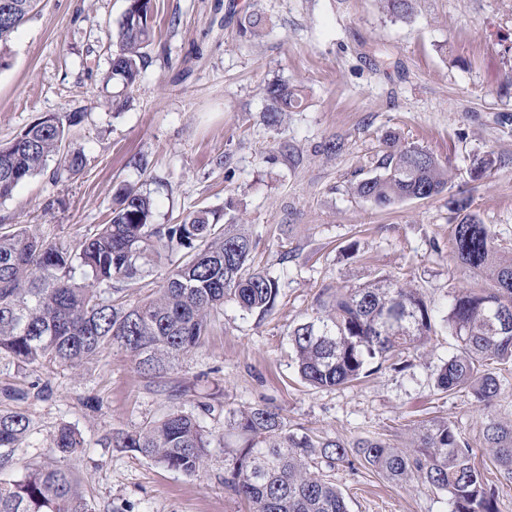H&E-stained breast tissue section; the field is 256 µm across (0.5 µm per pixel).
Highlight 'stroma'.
Listing matches in <instances>:
<instances>
[{
  "instance_id": "obj_1",
  "label": "stroma",
  "mask_w": 512,
  "mask_h": 512,
  "mask_svg": "<svg viewBox=\"0 0 512 512\" xmlns=\"http://www.w3.org/2000/svg\"><path fill=\"white\" fill-rule=\"evenodd\" d=\"M125 7L41 0L1 57L0 143L41 115L81 112L68 143L87 165L73 177L48 169L28 179L0 202V224L74 248L108 222L116 187L131 184L150 194L155 223L205 208L244 224L253 266L279 280L277 305L260 319L225 303L204 344L152 382L117 352L77 369L1 356L0 388L47 392L0 396V409L33 421L26 443L0 457V482L58 460L52 439L68 425L85 446L62 463L92 512H250L224 485V415L257 405L277 408L300 435L405 450L416 427L444 417L476 466H488L482 430L490 418L512 422V362L493 363L503 393L490 405L467 390L438 392L434 373L455 345L440 324L403 371L314 389L296 373L288 333L339 288L389 277L443 311L455 292L489 287L453 258L448 197L467 195L499 248L512 249V0H416L407 20L379 0H155L156 35L131 88L106 78L108 34ZM272 82L303 96L275 126L265 121ZM393 136L447 168L445 192L387 208L350 194ZM481 159L491 165L479 173ZM175 406L198 414L214 438L195 475L107 444ZM331 477L349 512H451L449 494L394 483L358 461Z\"/></svg>"
}]
</instances>
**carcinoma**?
<instances>
[{
	"mask_svg": "<svg viewBox=\"0 0 512 512\" xmlns=\"http://www.w3.org/2000/svg\"><path fill=\"white\" fill-rule=\"evenodd\" d=\"M0 46L26 23L37 0H0ZM396 19L413 15L414 0H380ZM153 0H127L110 52L109 78L132 86L154 39ZM269 122L297 108L301 97L286 84H273ZM83 112L45 115L12 141L0 144V200L12 197L30 177L57 164L54 176L79 174L86 166L81 149L66 147ZM381 173L350 188L356 198L377 207L426 199L445 190L448 170L417 145L386 141L378 160ZM466 197L448 199L458 218L454 255L467 269L486 274L491 288L458 292L442 321L455 339V351L436 370V388L444 393L471 391L485 405L498 399L502 384L490 362L512 359V325L494 329L496 314L512 320V256L499 253L490 227L470 212ZM153 200L133 187L117 189L109 223L75 249L45 240L23 225L0 224V355L23 364L48 361L76 368L104 350L123 353L137 371L162 378L201 346L212 316L234 302L262 318L275 307L277 278L250 262L253 240L242 224L218 223L208 209L189 212L179 224L153 223ZM167 259L171 268L154 293L134 305L127 287L149 266ZM83 270L75 277V267ZM435 316L422 294L395 280L341 288L320 301L316 317L289 333L301 378L318 389L357 381L428 339ZM225 430L236 449L227 460L224 484L244 498L251 512H348L343 493L314 472L321 463L350 462L339 440L316 441L288 431L284 418L267 406L234 409ZM31 419L0 409V448L14 449L30 435ZM483 438L492 463L512 479V423L489 419ZM157 464L185 475L201 466L212 444L198 417L179 408L136 432L112 437ZM84 447L81 433L63 425L54 449L67 458ZM356 455L387 479L403 484L418 479L451 494L452 512H499L495 488L473 462V448L445 418L418 427L411 451L381 439H362ZM0 512H92L71 470L56 466L27 469L16 481L0 483Z\"/></svg>",
	"mask_w": 512,
	"mask_h": 512,
	"instance_id": "carcinoma-1",
	"label": "carcinoma"
}]
</instances>
